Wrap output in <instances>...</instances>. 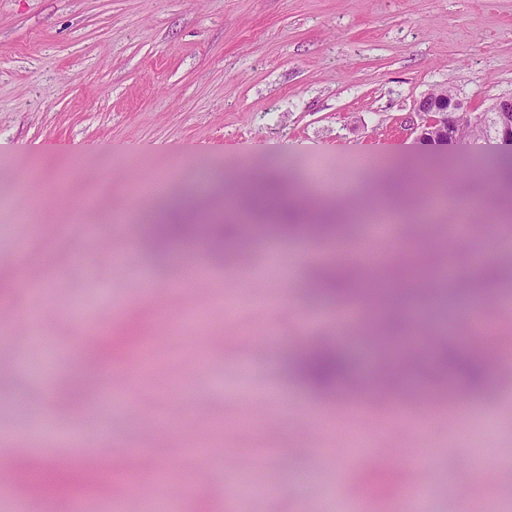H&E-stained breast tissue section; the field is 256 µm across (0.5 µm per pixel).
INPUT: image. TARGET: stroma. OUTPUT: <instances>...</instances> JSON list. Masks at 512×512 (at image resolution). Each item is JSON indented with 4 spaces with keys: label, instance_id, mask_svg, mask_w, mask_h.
<instances>
[{
    "label": "stroma",
    "instance_id": "stroma-1",
    "mask_svg": "<svg viewBox=\"0 0 512 512\" xmlns=\"http://www.w3.org/2000/svg\"><path fill=\"white\" fill-rule=\"evenodd\" d=\"M454 91L481 113L512 96V0H0V250L66 237L62 249L5 265L0 293V443L30 448L59 435L60 459L80 439L109 461L129 452V479L75 499L31 498L10 488L17 512H512V294L454 312L450 340L489 336L499 371L485 391L459 397L403 392L392 406L357 396H315L289 374L295 347L335 336L354 375L360 321L309 296V244L240 232L232 267L153 259L140 220L159 196L210 195L215 181L287 175L341 201L411 146L418 203L439 179L467 173L461 201L478 222L457 249L473 274L476 247L512 240L493 206L500 140L465 147L422 139L415 110L429 89ZM68 173L76 200L107 193L132 215L114 225L99 203L86 228L57 223L33 183ZM50 279L41 294L30 283ZM149 330L72 408L62 391L86 369L85 344L121 323ZM368 450H352L353 436ZM194 474L189 489L152 485V463ZM394 487L371 497L375 460ZM481 480L462 485V474ZM249 485L235 499L225 479Z\"/></svg>",
    "mask_w": 512,
    "mask_h": 512
}]
</instances>
